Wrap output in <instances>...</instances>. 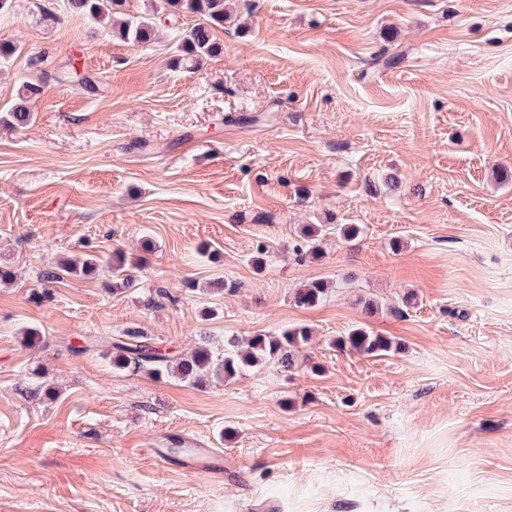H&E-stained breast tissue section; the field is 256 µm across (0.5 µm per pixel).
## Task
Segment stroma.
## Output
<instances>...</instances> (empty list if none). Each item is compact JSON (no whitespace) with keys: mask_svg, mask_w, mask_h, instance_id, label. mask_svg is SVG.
I'll use <instances>...</instances> for the list:
<instances>
[{"mask_svg":"<svg viewBox=\"0 0 512 512\" xmlns=\"http://www.w3.org/2000/svg\"><path fill=\"white\" fill-rule=\"evenodd\" d=\"M230 4L193 69L189 15L135 45L67 0L0 14V512H512V0ZM328 212L359 235L296 256ZM116 250L132 287L40 281ZM293 326L297 368L202 388L106 345L220 355ZM358 327L400 350L336 347ZM183 436L223 452V482L153 456ZM25 100L22 104L17 105L13 112H10L9 117L13 122V125L19 128L25 127L31 120L32 113L29 107L26 105L27 102L36 98L41 94L42 86L37 83L29 82L25 86ZM96 260L92 257L81 259H62L53 269H47L40 275L41 280L53 284L64 275H88L96 269ZM328 284L322 280H313L298 288L294 294V302L300 307H313L327 294Z\"/></svg>","mask_w":512,"mask_h":512,"instance_id":"obj_1","label":"stroma"}]
</instances>
